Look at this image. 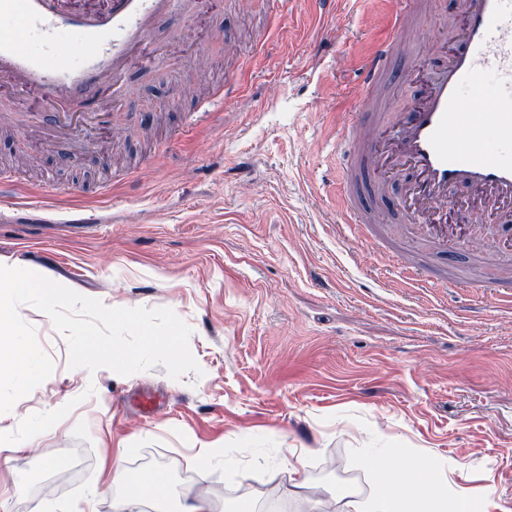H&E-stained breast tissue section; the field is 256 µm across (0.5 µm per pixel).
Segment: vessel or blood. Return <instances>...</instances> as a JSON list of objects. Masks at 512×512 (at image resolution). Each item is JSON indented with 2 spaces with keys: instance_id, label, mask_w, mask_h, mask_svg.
Instances as JSON below:
<instances>
[{
  "instance_id": "vessel-or-blood-1",
  "label": "vessel or blood",
  "mask_w": 512,
  "mask_h": 512,
  "mask_svg": "<svg viewBox=\"0 0 512 512\" xmlns=\"http://www.w3.org/2000/svg\"><path fill=\"white\" fill-rule=\"evenodd\" d=\"M429 0H398L389 33L354 81L352 112L338 124L336 184L341 223L384 224L375 204L400 182L396 211L427 236L435 253L479 258L490 243L479 224H512V0H464L463 24L444 65L414 80L405 59ZM189 0H0V80L15 102L38 93L58 143L88 127H109L112 101L129 90L133 59L164 63L159 22L188 13ZM418 82L416 102L386 110L377 91ZM111 102L94 103L102 88ZM466 189L475 225L459 238L448 207ZM412 279L448 287V271L420 266Z\"/></svg>"
}]
</instances>
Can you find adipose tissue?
<instances>
[{
	"instance_id": "adipose-tissue-1",
	"label": "adipose tissue",
	"mask_w": 512,
	"mask_h": 512,
	"mask_svg": "<svg viewBox=\"0 0 512 512\" xmlns=\"http://www.w3.org/2000/svg\"><path fill=\"white\" fill-rule=\"evenodd\" d=\"M355 455L374 476V488L364 497L353 498L344 489L331 495L344 512H448L447 463L437 456L402 460L394 448H359ZM113 484L122 486V512H140L147 503L163 505L168 496L177 499V512H219L217 504L193 489L169 491L156 474L140 475L129 483L121 465L113 467Z\"/></svg>"
}]
</instances>
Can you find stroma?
I'll use <instances>...</instances> for the list:
<instances>
[{"mask_svg":"<svg viewBox=\"0 0 512 512\" xmlns=\"http://www.w3.org/2000/svg\"><path fill=\"white\" fill-rule=\"evenodd\" d=\"M391 0H193L164 24L171 54L206 42L188 68L131 65L117 133L66 165L57 146L18 161L36 137L26 114L0 115V167L14 192L0 210V265L32 270L115 307H167L192 328L200 373L163 366L120 376L68 366L69 343L36 308L24 312L53 374L21 410L15 434L48 413L34 448L0 446V512L70 508L100 490L113 512L126 473L161 471L218 505L256 499L267 512H337L329 490L370 492L354 451L390 445L448 462V494L495 496L512 512V309L486 289L425 288L402 269L420 245L381 257L337 221L336 115L363 56L392 24ZM238 84L189 123V101ZM141 178L130 179L132 170ZM151 393L159 413L138 397ZM266 458L227 480L199 470L202 446L233 452L240 436ZM307 448L308 483L292 485L277 449Z\"/></svg>","mask_w":512,"mask_h":512,"instance_id":"35a3bbf8","label":"stroma"}]
</instances>
